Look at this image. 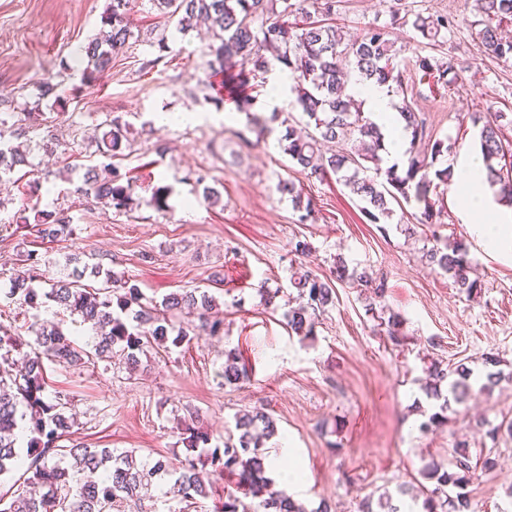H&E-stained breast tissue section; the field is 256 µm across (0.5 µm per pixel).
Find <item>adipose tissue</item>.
Segmentation results:
<instances>
[{"label": "adipose tissue", "mask_w": 512, "mask_h": 512, "mask_svg": "<svg viewBox=\"0 0 512 512\" xmlns=\"http://www.w3.org/2000/svg\"><path fill=\"white\" fill-rule=\"evenodd\" d=\"M352 91L356 97L364 100L370 118L385 127L386 160L391 163L402 162L407 133L387 88L358 83ZM455 173L463 189L458 204L471 221V234L489 253L512 259V210L495 203L494 192L486 180L481 154L469 150L460 151Z\"/></svg>", "instance_id": "ef3b65f1"}]
</instances>
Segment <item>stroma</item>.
<instances>
[{
	"instance_id": "1",
	"label": "stroma",
	"mask_w": 512,
	"mask_h": 512,
	"mask_svg": "<svg viewBox=\"0 0 512 512\" xmlns=\"http://www.w3.org/2000/svg\"><path fill=\"white\" fill-rule=\"evenodd\" d=\"M107 3L0 0V114L22 130L19 143L31 150L41 186L30 197L22 182H0V325L17 336L43 321L63 322L75 337L82 332L54 303L35 309L4 298L11 277L23 271L19 254L34 250L49 279L99 263L157 300L184 289L208 291L224 316V333L168 352L146 348L133 371L117 357L76 367L47 363L52 388L70 397L75 439L132 450L142 459L161 457L175 469L187 454L185 423L204 427L210 448H220L236 415L258 407L277 427L263 442L273 461L268 475L308 512L323 503L331 512H361L369 494L412 482L431 460H451L464 440L472 456L490 452L498 460L495 471L476 474L469 484V512H512V438L487 434L488 426L512 421V381L452 405L447 425L419 429L418 409L428 404L421 384L431 362L463 363L478 373L482 355L496 352L512 363V262L469 237L456 184L443 191L441 233L467 240L483 283L474 298L423 261V234L402 232L419 214L415 204L393 206L389 218L370 223L363 201L335 174L307 177L284 153V122L301 117L290 72L252 79L253 109L269 127L257 134L234 104L213 101L203 30L179 33L152 0H134V42L98 81L84 83L77 51L98 33ZM415 12L456 15L447 44L429 51L404 21ZM478 18L473 0H336L334 19L344 38L375 23L386 27L400 58L411 63L432 52L454 65L458 80L450 88L411 67L405 72L413 110L423 113L434 137L452 145L438 162L442 168L474 146L472 114L503 112L512 119V61L471 64L480 54ZM162 35L164 52L155 45ZM47 81L66 89L64 105L42 97ZM276 83L282 91L274 97ZM160 112L173 122L158 125ZM115 118L127 125L129 145L111 163L135 183L133 203L122 211L75 192L86 167L101 163L96 141ZM47 141L60 142V149L44 153L39 145ZM282 180L315 201L311 220L299 221L290 196L277 189ZM161 186L168 200L158 210L149 200ZM208 188L219 192L218 203L205 200ZM37 210L67 215L72 234L40 241L17 221L20 212ZM297 237L308 240L309 255L291 253ZM339 255L385 278V305L404 318L401 343L368 313L369 289L348 284L337 285L315 339L289 333L291 273L303 268L328 277ZM264 288L279 289L274 306L266 305ZM230 349L248 363L249 381L225 384ZM292 469L302 471L304 488L289 487ZM224 485L214 477L209 496L185 509L167 497L170 483L161 479L142 497L141 512H214Z\"/></svg>"
}]
</instances>
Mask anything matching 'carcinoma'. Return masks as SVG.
<instances>
[{"mask_svg":"<svg viewBox=\"0 0 512 512\" xmlns=\"http://www.w3.org/2000/svg\"><path fill=\"white\" fill-rule=\"evenodd\" d=\"M157 9L177 19L181 31H189L200 21L210 23L213 43L209 45V61L213 75L221 76L223 87L230 90L229 100L247 115L250 125L263 134L269 131L266 120L252 111L253 98L244 91L252 71H269L278 65L289 70L296 95L295 104L307 117L306 125L313 132L298 135L286 129L281 137L283 151L301 167V171L316 174L331 170L350 192L368 204L364 208L370 221L390 216L388 200H404L419 206L420 225L431 231L433 245L424 250L427 264L452 280L458 290L468 296L482 290L479 278L473 276L474 258L465 240L444 239L436 229L441 210L432 195L440 185L448 184L454 174L451 167H436L439 157L451 146L446 139H432L426 122L409 103L400 107L405 130L411 136L403 165L396 163L384 168L379 155L384 134L379 125L364 115L361 105L344 94L349 75L343 64L354 58L361 80L384 85L393 93L404 92L403 71L396 62L397 51L380 28H370L352 42H344L336 27L311 18L309 0H153ZM130 0H110L101 15L99 33L83 46L87 66L83 80L90 83L112 66V55L128 45L133 37L128 18ZM481 19L479 36L481 56L501 61L512 60V40L503 38L501 28L512 25V0H476ZM412 27L433 47L448 41L451 21L443 15L414 14ZM416 65L438 82L451 85L454 66L434 56L417 57ZM507 116L490 113L471 117L478 127L477 140L490 183L500 186L497 202L512 209V161L504 163L508 149L502 133ZM509 120V119H507ZM512 125V119L509 120ZM127 127L117 118L107 123L98 148L102 156H113L122 150L127 140ZM354 139L364 145L365 153L351 155L337 151L328 156L321 153L324 143H340ZM428 141L423 152L414 151L415 143ZM370 162L373 167L363 165ZM25 151L18 146L0 144V180L9 177L16 167L28 166ZM135 187L131 179L110 164L92 166L83 175L76 192L106 198L114 208H127L133 201ZM278 190L292 198L297 209L304 210L299 221L304 222L314 211L312 199L301 204L295 185L278 184ZM33 223L44 239L69 235L72 228L66 216L37 211L34 217H22V223ZM27 272L15 277L5 298L21 301L30 307L52 302L77 315L93 332L91 341L80 345L60 323L43 322L30 327L31 341L17 339L0 325V475L11 472L16 465L26 466L24 490L11 499L0 493V512H112L126 504L140 503L139 491L167 473L166 464L137 462L133 452L117 453L110 448H89L70 438L73 419L67 416L69 397L59 391L48 394V379L44 361L81 366L90 354L99 357L117 353L127 368L137 367L138 354L154 343L170 350L189 345L198 336H216L224 332V320L211 316L215 300L206 291L195 288L171 293L157 303L147 298L139 286L92 266L96 277H104V286L88 290L79 281L58 280L40 290L33 283L43 278L41 259L33 250L23 254ZM353 284L372 289V304L384 301L386 284L374 280L367 272L338 257L331 278L322 279L308 270H296L289 279L290 287L307 304L285 313L291 333L306 340L315 333V319L334 303L335 283ZM194 313L198 325L173 320L182 311ZM28 347L33 350L25 365L12 368V353ZM224 383L238 385L248 379L245 364L233 350L224 352ZM483 374L476 376L471 368L460 363L445 368L433 363L424 392L428 399L439 402L419 429L448 423L450 402L463 404L478 390L490 392L504 376L499 354H483ZM237 442H226L201 461L187 457L174 472L173 493L182 502L209 495L203 467L235 479L237 492L253 499L247 504L228 491L215 512H307L285 491L275 488L267 473V455L260 451L262 439L276 430L272 418L256 409L235 418ZM207 432L196 428L184 429L188 448L208 444ZM480 465L472 463L468 445L457 444L449 464L432 461L420 475L424 482L417 492L424 496L423 512H468L466 495L471 475L476 468L490 472L497 459L488 452L479 457Z\"/></svg>","mask_w":512,"mask_h":512,"instance_id":"cac0c4a2","label":"carcinoma"}]
</instances>
